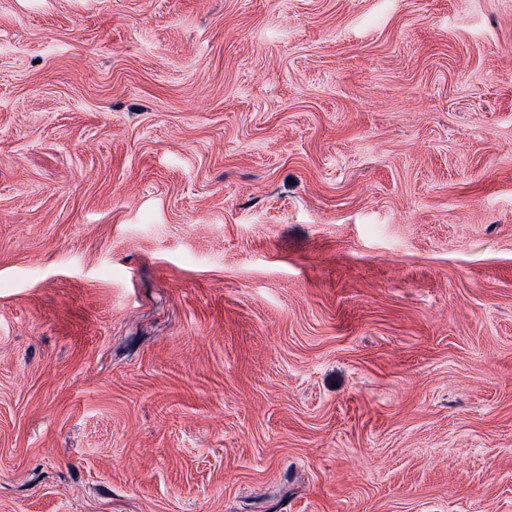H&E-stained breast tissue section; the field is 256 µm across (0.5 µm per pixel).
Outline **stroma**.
Segmentation results:
<instances>
[{
	"mask_svg": "<svg viewBox=\"0 0 512 512\" xmlns=\"http://www.w3.org/2000/svg\"><path fill=\"white\" fill-rule=\"evenodd\" d=\"M0 512H512V0H0Z\"/></svg>",
	"mask_w": 512,
	"mask_h": 512,
	"instance_id": "1",
	"label": "stroma"
}]
</instances>
